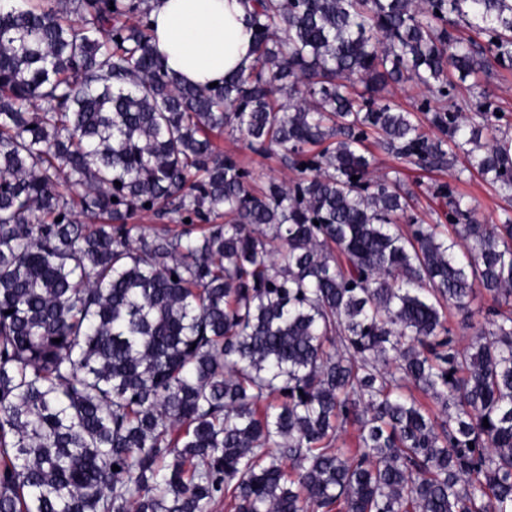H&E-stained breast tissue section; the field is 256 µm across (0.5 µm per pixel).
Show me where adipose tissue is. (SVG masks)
<instances>
[{"instance_id":"obj_1","label":"adipose tissue","mask_w":512,"mask_h":512,"mask_svg":"<svg viewBox=\"0 0 512 512\" xmlns=\"http://www.w3.org/2000/svg\"><path fill=\"white\" fill-rule=\"evenodd\" d=\"M150 20L159 53L185 82L220 83L253 60L239 0H153Z\"/></svg>"}]
</instances>
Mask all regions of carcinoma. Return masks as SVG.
<instances>
[{"mask_svg":"<svg viewBox=\"0 0 512 512\" xmlns=\"http://www.w3.org/2000/svg\"><path fill=\"white\" fill-rule=\"evenodd\" d=\"M241 2L254 59L213 88L149 0L0 6V512H512V217L445 183L419 224L367 148L512 202V0ZM226 129L299 176L249 188ZM486 88L494 95L492 100L512 123V69L497 68L485 79ZM425 95V91L421 87L412 84H406L403 87H398L392 90V99L401 108L415 113L417 119L421 122L423 130L430 138L437 135L434 129L427 120V117L422 112H417L416 107Z\"/></svg>","mask_w":512,"mask_h":512,"instance_id":"obj_1","label":"carcinoma"}]
</instances>
